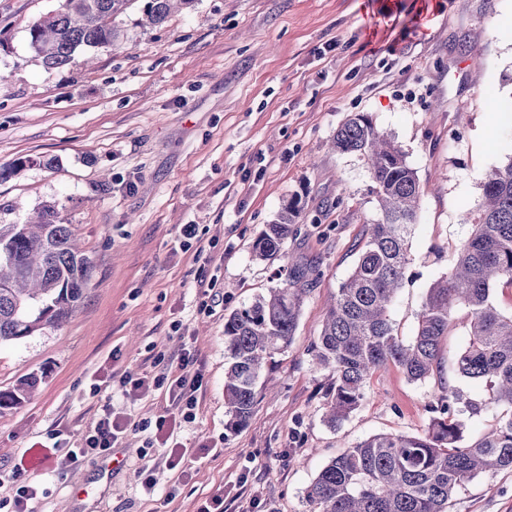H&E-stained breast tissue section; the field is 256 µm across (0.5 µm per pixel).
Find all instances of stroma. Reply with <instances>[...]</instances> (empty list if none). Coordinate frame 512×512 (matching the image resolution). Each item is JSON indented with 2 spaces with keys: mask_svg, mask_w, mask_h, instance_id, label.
Instances as JSON below:
<instances>
[{
  "mask_svg": "<svg viewBox=\"0 0 512 512\" xmlns=\"http://www.w3.org/2000/svg\"><path fill=\"white\" fill-rule=\"evenodd\" d=\"M60 7L0 0V167L18 168L0 179V224L57 205L93 271L60 328L0 347V391L37 382L0 412V470L23 464L38 489L32 512H197L218 493L224 512H308L306 489L330 459L377 433H423L442 393L392 366L341 426L324 421L331 377L309 349L378 218L363 160L329 144L366 112L417 173L410 263L390 310L410 340L428 288L471 231L463 216L480 208L483 175L512 153V0H195L158 27L135 2L116 20L130 42L49 68L30 29ZM296 194L306 215L285 249L320 274L249 424L231 435L224 317L277 283V264L252 246ZM185 224L196 248L180 243ZM204 284L223 303L202 308ZM184 348L203 382L178 434L191 455L172 469L153 444L164 389L121 379L170 375ZM108 402L139 430L109 456L56 470L52 434L84 431ZM34 455L42 470L29 467ZM448 512H512V471L465 482Z\"/></svg>",
  "mask_w": 512,
  "mask_h": 512,
  "instance_id": "obj_1",
  "label": "stroma"
}]
</instances>
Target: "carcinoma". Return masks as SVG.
Masks as SVG:
<instances>
[{
	"mask_svg": "<svg viewBox=\"0 0 512 512\" xmlns=\"http://www.w3.org/2000/svg\"><path fill=\"white\" fill-rule=\"evenodd\" d=\"M134 0H64L36 22L30 47L50 68L70 64L77 51L123 42L115 20ZM145 24L160 26L177 5L194 0H141ZM333 149L356 154L370 171L380 218L368 225L352 273L339 286L323 327L311 345L312 364L332 374L324 420L332 427L357 410L365 386L393 364L411 382H425L439 367L442 339L455 313L470 319L468 342L456 362V379L481 383L485 394L468 395L448 380L430 404L422 434L373 435L331 459L306 490L309 512H448V501L481 474L512 471V314L501 312L492 291L512 287V154L484 177L483 203L465 222L470 235L459 245L451 270L428 290L415 335L399 339L390 307L405 284L408 237L416 223L420 185L404 151L371 115L356 113L336 131ZM304 203L291 198L254 244L261 261L277 260L283 285L224 316V428L236 433L252 417L263 372L276 352L290 345L317 267L302 268L284 249ZM71 225L47 205L29 224L0 225V346L62 325L83 298L92 274ZM35 381L0 391V410L28 397ZM500 409L497 424L467 444L465 421Z\"/></svg>",
	"mask_w": 512,
	"mask_h": 512,
	"instance_id": "carcinoma-1",
	"label": "carcinoma"
}]
</instances>
